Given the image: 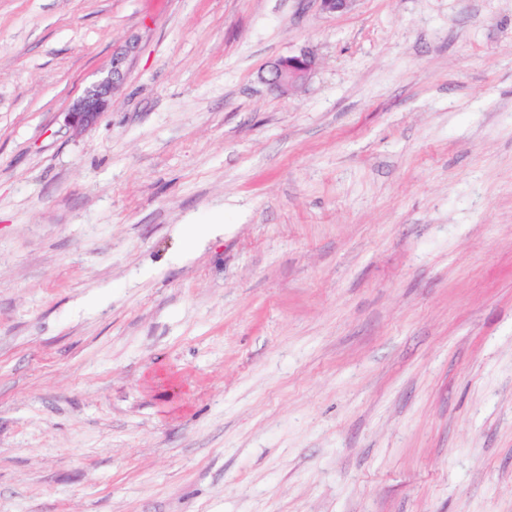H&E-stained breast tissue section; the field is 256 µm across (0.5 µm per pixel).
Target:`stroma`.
Returning <instances> with one entry per match:
<instances>
[{"mask_svg":"<svg viewBox=\"0 0 512 512\" xmlns=\"http://www.w3.org/2000/svg\"><path fill=\"white\" fill-rule=\"evenodd\" d=\"M0 512H512V0H0ZM316 65L315 57L306 51L280 58L272 63L268 82L284 93L297 90L306 83ZM125 63V56L122 54H116L112 57L108 75L87 88L66 112L65 122L67 125L81 131L99 121L101 116L109 109L112 93L121 80Z\"/></svg>","mask_w":512,"mask_h":512,"instance_id":"obj_1","label":"stroma"}]
</instances>
